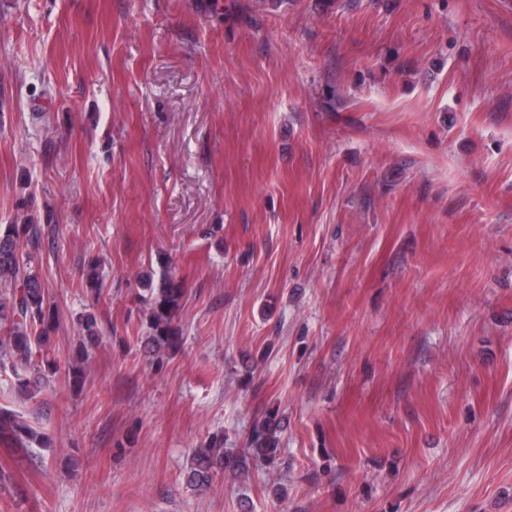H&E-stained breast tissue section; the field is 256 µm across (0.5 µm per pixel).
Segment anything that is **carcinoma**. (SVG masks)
<instances>
[{
  "mask_svg": "<svg viewBox=\"0 0 512 512\" xmlns=\"http://www.w3.org/2000/svg\"><path fill=\"white\" fill-rule=\"evenodd\" d=\"M41 228L37 224H0V356L28 366L32 376L18 377L21 391L33 395L42 381L56 373L61 363L48 349L55 307L45 294V288L32 267L33 254L40 244ZM143 303L147 308V334L140 337L143 351L154 356L176 349L181 341L175 319L181 309L185 289L181 281L167 269L162 270L159 283L148 276L143 288ZM84 339L96 341L101 330L97 318L87 313L79 318ZM45 350L40 364L33 361L32 346ZM281 421L276 412L268 413L252 431L247 448L239 455L224 451V437H208L193 449L190 467L184 474L186 483L199 490L212 486L216 477L226 471L241 476L249 471L253 460L270 461L278 453V431ZM39 438L38 433L20 415L0 410V440L20 448Z\"/></svg>",
  "mask_w": 512,
  "mask_h": 512,
  "instance_id": "carcinoma-1",
  "label": "carcinoma"
}]
</instances>
